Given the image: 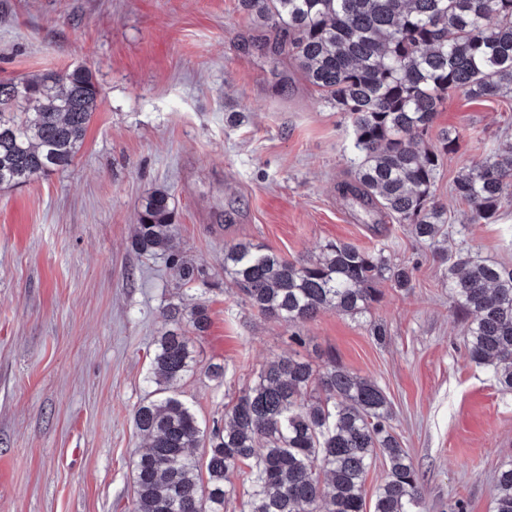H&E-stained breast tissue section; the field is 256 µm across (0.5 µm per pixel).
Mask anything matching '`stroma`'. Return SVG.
I'll list each match as a JSON object with an SVG mask.
<instances>
[{
    "instance_id": "35a3bbf8",
    "label": "stroma",
    "mask_w": 512,
    "mask_h": 512,
    "mask_svg": "<svg viewBox=\"0 0 512 512\" xmlns=\"http://www.w3.org/2000/svg\"><path fill=\"white\" fill-rule=\"evenodd\" d=\"M255 36L238 0H0V79L82 66L101 90L68 169L0 188V512H130L143 445L133 412L152 390L162 311L197 300L210 326L178 394L201 423L267 361L319 366L332 353L390 398L421 512H493L495 475L512 463V394L469 362L432 248L387 215L373 231L339 197L357 160L347 121ZM433 130L459 137L436 184L450 246L512 265V200L467 229L452 190L467 163L512 143V99L450 94ZM159 186L173 197L174 247L206 285L175 287L165 258L131 249ZM336 239L386 249L412 267L410 288L380 282L370 317L324 311L295 330L224 279L226 244L294 260Z\"/></svg>"
}]
</instances>
